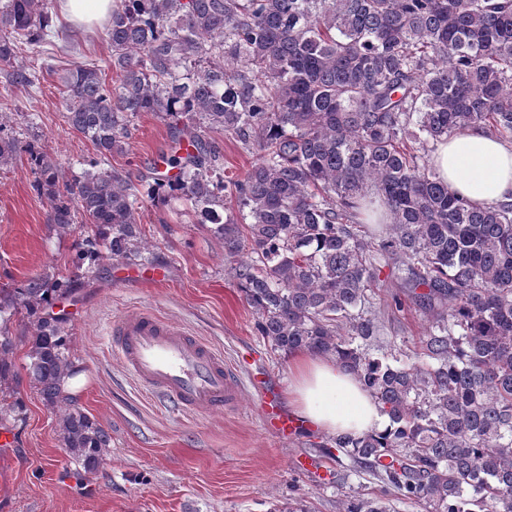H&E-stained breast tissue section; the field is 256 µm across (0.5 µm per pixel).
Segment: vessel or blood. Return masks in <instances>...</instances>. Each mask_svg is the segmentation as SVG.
I'll return each instance as SVG.
<instances>
[{
  "label": "vessel or blood",
  "mask_w": 512,
  "mask_h": 512,
  "mask_svg": "<svg viewBox=\"0 0 512 512\" xmlns=\"http://www.w3.org/2000/svg\"><path fill=\"white\" fill-rule=\"evenodd\" d=\"M112 348L145 389L159 392L185 409H231L237 406L245 379L238 367L184 330L148 312L123 317L111 329ZM258 411L268 431L286 437L299 422L276 394L258 381Z\"/></svg>",
  "instance_id": "1"
}]
</instances>
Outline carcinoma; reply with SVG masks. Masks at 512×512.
<instances>
[{"label":"carcinoma","instance_id":"carcinoma-1","mask_svg":"<svg viewBox=\"0 0 512 512\" xmlns=\"http://www.w3.org/2000/svg\"><path fill=\"white\" fill-rule=\"evenodd\" d=\"M49 5L0 0V61L45 43ZM106 37L115 83L86 62L59 73L66 122L100 159L70 180L29 148L51 223L64 232L80 213L92 259L141 256L132 176L98 165L122 150L137 112L182 124L179 175L156 187L217 225L257 333L286 354L334 358L389 419L382 433L334 437L335 447L430 512H512V203L455 196L414 147L469 128L512 137V0H114ZM217 51L246 70L206 65ZM37 80L22 65L10 85ZM201 129L255 147L256 163L214 184L216 150ZM220 189L250 223L222 221ZM378 211L376 243L365 219ZM382 259L400 260L404 287L439 330L396 366L357 344L380 332L357 309ZM75 286L45 276L1 289L0 314L25 308L29 379L63 412L65 446L92 473L109 436L62 393L72 371L64 320L44 307ZM9 333L0 326V384L14 374ZM343 512L390 505L350 500Z\"/></svg>","mask_w":512,"mask_h":512}]
</instances>
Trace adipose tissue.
<instances>
[{
    "instance_id": "adipose-tissue-1",
    "label": "adipose tissue",
    "mask_w": 512,
    "mask_h": 512,
    "mask_svg": "<svg viewBox=\"0 0 512 512\" xmlns=\"http://www.w3.org/2000/svg\"><path fill=\"white\" fill-rule=\"evenodd\" d=\"M437 174L450 193L478 205L512 202V146L471 132L438 146ZM288 404L300 419L322 431L361 436L383 432L387 422L356 375L308 351L291 363Z\"/></svg>"
}]
</instances>
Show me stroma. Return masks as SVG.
<instances>
[{"label": "stroma", "instance_id": "obj_1", "mask_svg": "<svg viewBox=\"0 0 512 512\" xmlns=\"http://www.w3.org/2000/svg\"><path fill=\"white\" fill-rule=\"evenodd\" d=\"M51 18L40 53L17 57L35 66L39 81L12 93L10 125L16 138L36 141L73 178L95 149L66 123L55 71L73 59L104 64L112 50L104 26L80 27L56 10ZM131 125V138L109 163L135 178L141 237L148 244L135 264L161 267L167 273L161 282L121 288L116 279L127 264L79 261L90 227L77 223L65 234L51 224L50 203L36 189L25 151L0 168V289L46 274L79 280L72 298L81 303L82 315L67 324L70 379L79 408L110 436L98 472H85L72 460L59 411L43 400L25 370L33 329L25 313H17L10 326L16 376L6 393L22 405L0 423L16 438L12 447H0V512H271L290 500L301 501L308 512H339L343 501L382 493L391 512H428L425 504L400 499L379 473L360 468L346 453L324 455L323 445L332 441L324 431L310 427L291 439L269 433L252 388H244L232 410L182 411L162 394L146 391L126 370L108 329L123 316L149 311L220 351L226 364L250 351L257 370L280 387L291 379L290 355L255 330L256 316L224 262L214 224L198 223L183 199L160 200L150 192L155 156L172 147L171 123L140 112ZM202 138L219 152L221 177L244 175L257 158L232 135L206 131ZM392 294L376 288L368 306L369 315L384 324L380 345L369 353L391 364L417 349L431 321L415 308L392 309ZM304 456L321 458L320 468L302 470L297 460Z\"/></svg>", "mask_w": 512, "mask_h": 512}]
</instances>
